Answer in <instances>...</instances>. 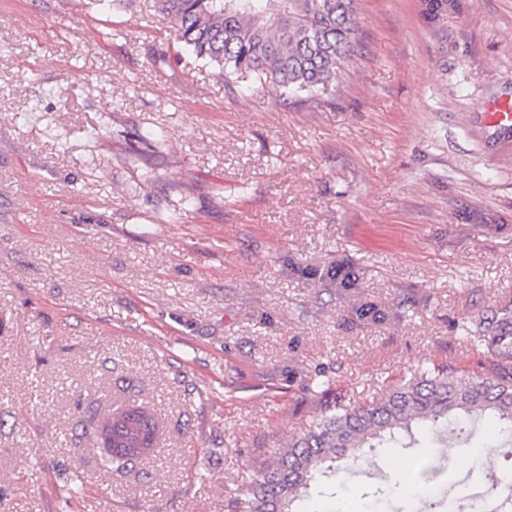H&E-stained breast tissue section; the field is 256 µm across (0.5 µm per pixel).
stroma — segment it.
Instances as JSON below:
<instances>
[{"mask_svg": "<svg viewBox=\"0 0 512 512\" xmlns=\"http://www.w3.org/2000/svg\"><path fill=\"white\" fill-rule=\"evenodd\" d=\"M358 12L311 109L233 97L156 0H0V512H227L257 445L316 414L317 373L355 404L471 365L512 302V133L484 108L512 104V0ZM135 404L155 451L107 463L85 423ZM412 432L346 476L349 512L428 461L505 500L511 455L474 479Z\"/></svg>", "mask_w": 512, "mask_h": 512, "instance_id": "35a3bbf8", "label": "stroma"}]
</instances>
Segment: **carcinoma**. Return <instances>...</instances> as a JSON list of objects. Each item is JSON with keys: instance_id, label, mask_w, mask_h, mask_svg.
<instances>
[{"instance_id": "carcinoma-1", "label": "carcinoma", "mask_w": 512, "mask_h": 512, "mask_svg": "<svg viewBox=\"0 0 512 512\" xmlns=\"http://www.w3.org/2000/svg\"><path fill=\"white\" fill-rule=\"evenodd\" d=\"M182 47L218 70L225 81L249 75L310 108L336 87L344 62L358 49L355 0H157ZM478 358L469 367L432 361L411 377L346 405L324 402L308 428L272 455L255 450L251 476L237 488L231 512H301L295 503L347 470L375 465V450L429 427L439 447H475L480 421L495 419V446L512 451V308L504 306L470 337ZM140 408L112 420L119 448L142 438Z\"/></svg>"}]
</instances>
